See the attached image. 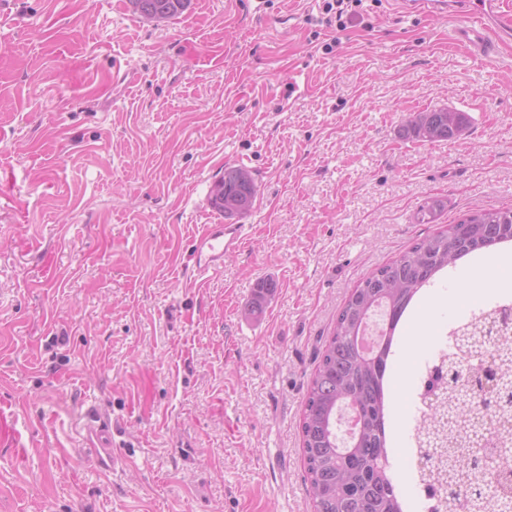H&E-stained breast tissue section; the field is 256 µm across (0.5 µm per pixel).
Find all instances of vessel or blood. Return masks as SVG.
Instances as JSON below:
<instances>
[{"mask_svg":"<svg viewBox=\"0 0 512 512\" xmlns=\"http://www.w3.org/2000/svg\"><path fill=\"white\" fill-rule=\"evenodd\" d=\"M450 26V38L455 44L465 47L476 58H487L512 38V13L505 11L503 0H470L465 16L451 21ZM244 239V225H205L194 241L200 271L222 267L225 257L239 252ZM83 438L93 448L98 465L109 468L115 464L114 440L105 421L90 417Z\"/></svg>","mask_w":512,"mask_h":512,"instance_id":"vessel-or-blood-1","label":"vessel or blood"}]
</instances>
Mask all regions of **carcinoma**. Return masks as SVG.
I'll list each match as a JSON object with an SVG mask.
<instances>
[{
  "mask_svg": "<svg viewBox=\"0 0 512 512\" xmlns=\"http://www.w3.org/2000/svg\"><path fill=\"white\" fill-rule=\"evenodd\" d=\"M130 2L140 17L168 22L181 15L190 0ZM455 115L457 126L453 129L448 126V109L419 112L408 121L404 136L429 142L457 138L470 126V118L465 112ZM256 195L257 184L250 170L226 166L211 192L210 205L228 219L240 217L248 213ZM222 196L239 200L240 208L226 211L220 202ZM447 207L446 198H428L419 210V222H437ZM505 242L512 243V206L478 210L416 242L371 272L353 290L320 352L300 425L315 512H405L390 474L386 420L387 371L398 326L421 290L433 284L438 274L471 254ZM273 289V283H261L250 312H261ZM453 335L476 356L492 359L497 352L482 344L478 332L467 324L455 329ZM505 383L500 373L488 368L468 387L469 399L458 394L456 405L446 408L438 404L420 420V443L428 447L424 457L441 474V490L448 491V500L462 499L464 506L475 512L485 509L487 492L504 500L512 497V470L498 469L490 461L483 467H472L465 456L447 461L453 448L474 440L447 439L444 432L456 422V406L466 405L470 399L478 402L490 393L501 398L504 392L500 387ZM346 400L357 403L360 418L357 434L344 446L338 441L334 418Z\"/></svg>",
  "mask_w": 512,
  "mask_h": 512,
  "instance_id": "carcinoma-1",
  "label": "carcinoma"
}]
</instances>
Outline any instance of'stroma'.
I'll use <instances>...</instances> for the list:
<instances>
[{"label":"stroma","mask_w":512,"mask_h":512,"mask_svg":"<svg viewBox=\"0 0 512 512\" xmlns=\"http://www.w3.org/2000/svg\"><path fill=\"white\" fill-rule=\"evenodd\" d=\"M321 7L191 0L154 26L130 0H0V408L22 438L0 445V512H313L299 423L351 290L438 225L512 204V43L478 60L443 15L364 0L339 31ZM439 107L468 131L403 137ZM228 165L258 192L240 252L203 273L193 242L222 221ZM435 195L439 224L417 223ZM477 268L512 280V254L466 257L401 322L422 343L389 373V458L413 512L419 368L512 296L460 293ZM93 412L108 470L83 440ZM83 439L91 448H94L98 465L111 468L115 464L116 457L112 454L115 443L107 423L102 421L101 417L95 415L89 418L84 427Z\"/></svg>","instance_id":"obj_1"}]
</instances>
